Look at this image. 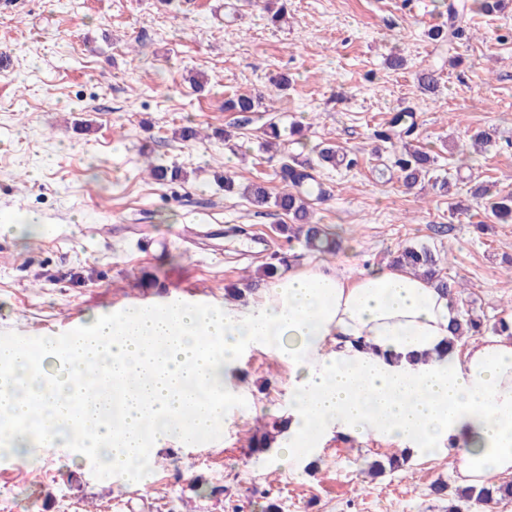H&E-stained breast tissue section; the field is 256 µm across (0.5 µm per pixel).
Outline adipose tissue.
<instances>
[{"mask_svg":"<svg viewBox=\"0 0 512 512\" xmlns=\"http://www.w3.org/2000/svg\"><path fill=\"white\" fill-rule=\"evenodd\" d=\"M452 298L381 265L358 277L282 269L258 305L96 315L80 337L37 352L0 344V432L20 458L63 444L142 477L147 448L220 428L239 356L273 349L293 371L288 455L329 432L426 454L447 444L460 482L512 477V336L449 350ZM112 384L105 400L87 390Z\"/></svg>","mask_w":512,"mask_h":512,"instance_id":"obj_1","label":"adipose tissue"}]
</instances>
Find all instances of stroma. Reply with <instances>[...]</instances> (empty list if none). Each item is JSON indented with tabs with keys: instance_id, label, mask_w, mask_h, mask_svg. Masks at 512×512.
Returning <instances> with one entry per match:
<instances>
[{
	"instance_id": "stroma-1",
	"label": "stroma",
	"mask_w": 512,
	"mask_h": 512,
	"mask_svg": "<svg viewBox=\"0 0 512 512\" xmlns=\"http://www.w3.org/2000/svg\"><path fill=\"white\" fill-rule=\"evenodd\" d=\"M287 3L285 19L269 12ZM450 0H0V340L36 350L62 339L92 311L113 312L174 293L224 304L240 288V307L258 304L270 285L261 267L280 254L298 265H326L348 275L391 261L402 244L435 248L485 326L512 316V224L488 218L469 198L473 182L512 192V0L493 16L470 12L432 92L417 78L434 61L432 29L448 22ZM405 64L394 70L390 55ZM204 72L199 92L191 73ZM288 75V90L274 79ZM262 95L261 111L242 123L224 101ZM411 113L421 145L457 182L458 194L405 189L386 169L393 148L375 131ZM307 128L320 142L355 153L358 167L321 172L330 191L313 218L339 233L336 255L308 251L283 233L289 218L257 207L240 186L264 181L271 194L283 153L262 150L268 123ZM200 137L182 141L183 125ZM217 129L228 139L214 137ZM490 131L485 152L457 147ZM176 165L185 181L162 184L146 160ZM228 172L238 186L216 182ZM469 211L456 214L452 199ZM40 219L31 228L30 215ZM194 224V239L181 238ZM442 233H435V226ZM291 369L253 349L236 370L237 399L224 427L198 447L148 449L151 477H132L45 448L15 460L0 455V501L11 512H444L433 481H452L447 450L410 454L398 471L372 478L364 461L388 455L383 440L330 437L317 467L285 463L281 434L260 456L249 440L265 421L285 422ZM222 485L205 498L190 481Z\"/></svg>"
}]
</instances>
